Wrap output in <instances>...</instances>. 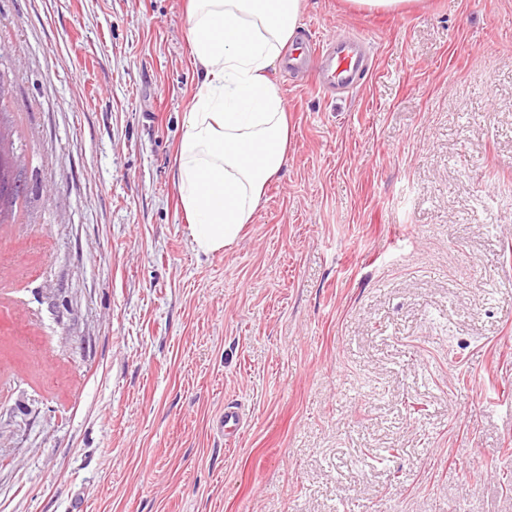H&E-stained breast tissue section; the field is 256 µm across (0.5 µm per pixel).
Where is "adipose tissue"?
Listing matches in <instances>:
<instances>
[{"mask_svg":"<svg viewBox=\"0 0 512 512\" xmlns=\"http://www.w3.org/2000/svg\"><path fill=\"white\" fill-rule=\"evenodd\" d=\"M302 0H188L201 78L185 114L176 179L199 252L230 247L277 178L292 139L270 77L298 29Z\"/></svg>","mask_w":512,"mask_h":512,"instance_id":"1","label":"adipose tissue"}]
</instances>
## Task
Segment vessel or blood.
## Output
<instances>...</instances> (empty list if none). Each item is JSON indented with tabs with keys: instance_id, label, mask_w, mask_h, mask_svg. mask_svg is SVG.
Instances as JSON below:
<instances>
[{
	"instance_id": "b4317fda",
	"label": "vessel or blood",
	"mask_w": 512,
	"mask_h": 512,
	"mask_svg": "<svg viewBox=\"0 0 512 512\" xmlns=\"http://www.w3.org/2000/svg\"><path fill=\"white\" fill-rule=\"evenodd\" d=\"M363 41L337 38L292 50L286 67L290 70L315 66L318 88L326 94L358 86L364 69Z\"/></svg>"
}]
</instances>
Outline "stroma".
<instances>
[{
    "label": "stroma",
    "instance_id": "stroma-1",
    "mask_svg": "<svg viewBox=\"0 0 512 512\" xmlns=\"http://www.w3.org/2000/svg\"><path fill=\"white\" fill-rule=\"evenodd\" d=\"M351 34L353 91L276 67L286 160L206 255L185 0H0V512H512V0H303ZM424 2V0H347L351 8L366 14L402 13L421 7Z\"/></svg>",
    "mask_w": 512,
    "mask_h": 512
}]
</instances>
